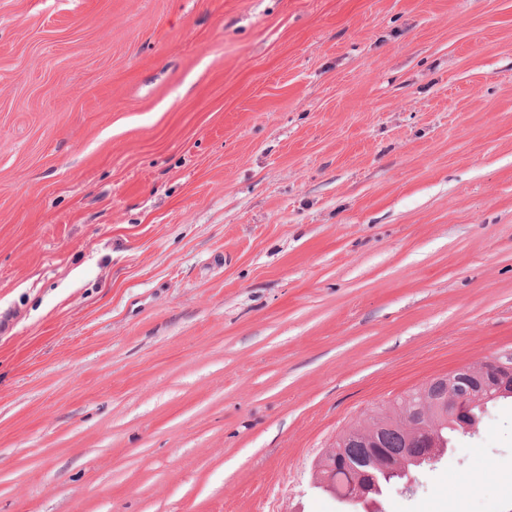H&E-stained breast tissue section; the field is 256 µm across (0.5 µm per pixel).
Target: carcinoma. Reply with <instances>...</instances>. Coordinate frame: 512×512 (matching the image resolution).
I'll return each instance as SVG.
<instances>
[{"mask_svg":"<svg viewBox=\"0 0 512 512\" xmlns=\"http://www.w3.org/2000/svg\"><path fill=\"white\" fill-rule=\"evenodd\" d=\"M449 392L445 378H433L388 405L371 410L357 425L339 433L335 444L318 462L316 489L346 506L356 485L372 472L376 475V486L370 498L374 502L379 500L388 486L407 480L402 475L404 470L426 465V457L419 451L425 434L414 428L416 417L422 414L435 443L434 454L442 455L462 429L449 410ZM452 392L469 401V413L476 418L488 405L512 398V386L500 390L491 385L477 388L463 383Z\"/></svg>","mask_w":512,"mask_h":512,"instance_id":"obj_1","label":"carcinoma"}]
</instances>
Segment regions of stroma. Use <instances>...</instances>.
<instances>
[{
  "label": "stroma",
  "mask_w": 512,
  "mask_h": 512,
  "mask_svg": "<svg viewBox=\"0 0 512 512\" xmlns=\"http://www.w3.org/2000/svg\"><path fill=\"white\" fill-rule=\"evenodd\" d=\"M512 349V0H0V512H342L368 408ZM383 512H512V401Z\"/></svg>",
  "instance_id": "35a3bbf8"
}]
</instances>
